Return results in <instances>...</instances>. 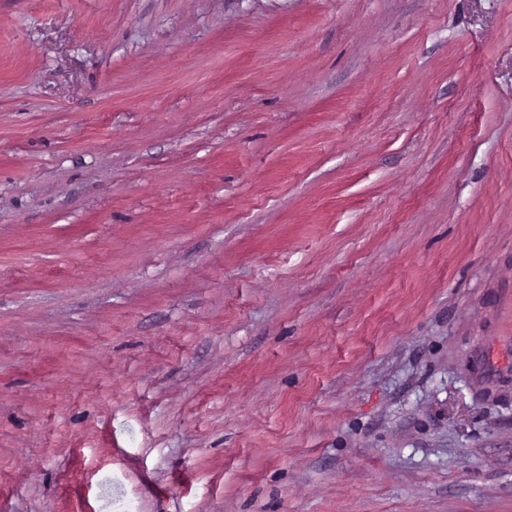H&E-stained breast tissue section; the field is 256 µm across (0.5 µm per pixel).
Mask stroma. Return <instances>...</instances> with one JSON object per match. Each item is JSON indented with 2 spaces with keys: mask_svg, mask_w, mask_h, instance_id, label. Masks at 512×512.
<instances>
[{
  "mask_svg": "<svg viewBox=\"0 0 512 512\" xmlns=\"http://www.w3.org/2000/svg\"><path fill=\"white\" fill-rule=\"evenodd\" d=\"M0 512H512V0H0Z\"/></svg>",
  "mask_w": 512,
  "mask_h": 512,
  "instance_id": "stroma-1",
  "label": "stroma"
}]
</instances>
